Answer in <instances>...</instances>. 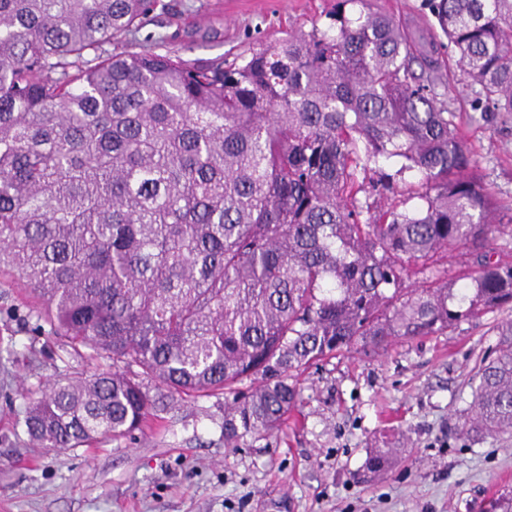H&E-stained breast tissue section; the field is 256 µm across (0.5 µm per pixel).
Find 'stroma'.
<instances>
[{
  "label": "stroma",
  "instance_id": "1",
  "mask_svg": "<svg viewBox=\"0 0 512 512\" xmlns=\"http://www.w3.org/2000/svg\"><path fill=\"white\" fill-rule=\"evenodd\" d=\"M340 7L359 15L340 0H156L136 39L188 61L229 62L287 32L326 28ZM457 114L488 181L512 203V121L478 125L466 105ZM34 308L21 283L0 280V512H484L489 498L512 497V439L461 432L470 374L497 347L500 314L300 368L285 423L235 448L224 444L219 394L179 398L132 435L54 449L17 432L26 404L109 362L37 332ZM373 448L398 457L369 479Z\"/></svg>",
  "mask_w": 512,
  "mask_h": 512
}]
</instances>
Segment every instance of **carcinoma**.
<instances>
[{
    "instance_id": "cac0c4a2",
    "label": "carcinoma",
    "mask_w": 512,
    "mask_h": 512,
    "mask_svg": "<svg viewBox=\"0 0 512 512\" xmlns=\"http://www.w3.org/2000/svg\"><path fill=\"white\" fill-rule=\"evenodd\" d=\"M153 4L0 0V276L52 335L112 361L27 405L32 442L87 446L224 393L235 447L285 422L300 367L512 308V263L490 247L512 203L448 92L458 69L480 121L512 119V0H424L439 43L338 11L227 66L109 53ZM403 190L417 206L392 201ZM452 245L474 264L450 278L436 256ZM495 332L473 440L512 435V319ZM394 457L373 448L364 469Z\"/></svg>"
}]
</instances>
